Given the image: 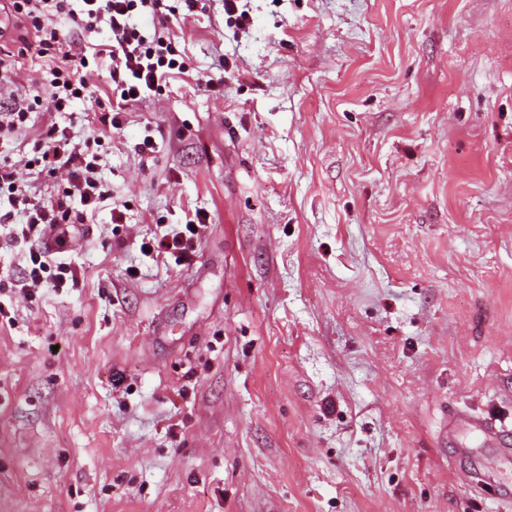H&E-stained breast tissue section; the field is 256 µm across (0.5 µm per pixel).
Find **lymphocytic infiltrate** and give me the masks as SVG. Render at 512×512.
Wrapping results in <instances>:
<instances>
[{
  "label": "lymphocytic infiltrate",
  "mask_w": 512,
  "mask_h": 512,
  "mask_svg": "<svg viewBox=\"0 0 512 512\" xmlns=\"http://www.w3.org/2000/svg\"><path fill=\"white\" fill-rule=\"evenodd\" d=\"M7 7L33 36L20 47V54L34 52L44 66L29 95L0 113L2 141L17 140L28 128L31 112L43 110L54 116L70 111L79 98L95 103L94 117L100 125L117 127V113L150 99L170 75L185 70L170 32L175 9L165 0H7ZM101 28L106 38L97 50L75 51L80 36ZM104 58L109 61L106 96L91 80ZM100 143L97 135L80 145L72 143L66 129L52 118L20 163L0 157V224L9 228L6 244L18 248L34 236L40 241L28 253L27 275L19 289L23 298L77 279L69 227L85 223L109 199L98 176ZM22 169L35 179L54 182L56 193L46 201L38 198L20 182ZM206 220L200 213L194 228L154 237L149 251L190 260Z\"/></svg>",
  "instance_id": "1"
}]
</instances>
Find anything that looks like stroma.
<instances>
[{"label": "stroma", "instance_id": "obj_1", "mask_svg": "<svg viewBox=\"0 0 512 512\" xmlns=\"http://www.w3.org/2000/svg\"><path fill=\"white\" fill-rule=\"evenodd\" d=\"M242 6L172 23L76 283L0 291V512H512L448 442L512 424V0ZM197 221L189 220L186 224L182 225L179 231L166 232L161 236H155L152 244L143 243L141 250L146 254L156 252L157 255L161 253H177L182 261H190L191 257L196 252L197 242L202 234V229L206 226L208 217L206 214L197 213ZM190 225L196 227V230L190 229ZM148 249V252H145ZM451 431L469 430L486 438L499 439L504 437L508 430L504 427L498 428L491 420L471 412L455 414L448 422Z\"/></svg>", "mask_w": 512, "mask_h": 512}]
</instances>
